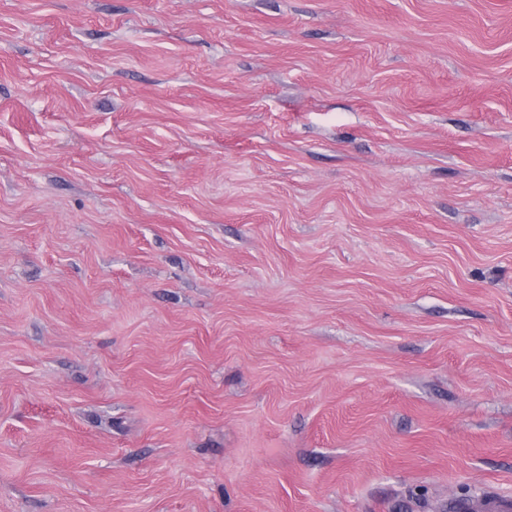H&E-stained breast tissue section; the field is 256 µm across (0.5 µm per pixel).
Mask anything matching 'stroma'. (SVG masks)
Returning a JSON list of instances; mask_svg holds the SVG:
<instances>
[{
    "label": "stroma",
    "mask_w": 512,
    "mask_h": 512,
    "mask_svg": "<svg viewBox=\"0 0 512 512\" xmlns=\"http://www.w3.org/2000/svg\"><path fill=\"white\" fill-rule=\"evenodd\" d=\"M512 496V0H0V512Z\"/></svg>",
    "instance_id": "1"
}]
</instances>
